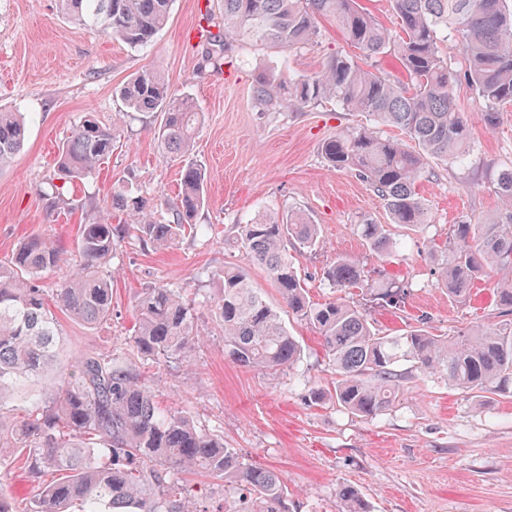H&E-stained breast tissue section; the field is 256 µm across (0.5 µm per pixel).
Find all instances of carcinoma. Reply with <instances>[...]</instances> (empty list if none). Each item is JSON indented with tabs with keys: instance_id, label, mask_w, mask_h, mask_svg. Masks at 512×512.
Here are the masks:
<instances>
[{
	"instance_id": "cac0c4a2",
	"label": "carcinoma",
	"mask_w": 512,
	"mask_h": 512,
	"mask_svg": "<svg viewBox=\"0 0 512 512\" xmlns=\"http://www.w3.org/2000/svg\"><path fill=\"white\" fill-rule=\"evenodd\" d=\"M224 12L208 10L199 24L201 42L216 47L201 55L204 67L224 65L234 43L297 51L313 44L320 21H336L354 55L326 58L318 72L278 82L262 73L253 86L266 112L301 111L333 99L343 111L365 112L382 125L400 129L414 146L382 137L370 128L345 130L325 140L324 160L338 171H354L384 201L392 222L418 227L430 223L425 200L416 192L430 157L463 160L470 147V123L457 107L453 83L465 84L485 103L479 119L496 128L512 106V9L507 0H390L400 20L394 34L359 0H222ZM63 18L97 30L130 48L149 46L167 23L172 0H58ZM453 36L467 62L463 74L448 69L438 33ZM393 54L406 79L394 81L379 67ZM365 60L362 66L358 60ZM129 112L161 115L157 140L171 153L190 151L202 113L188 97L174 94L162 74L146 69L122 89ZM27 126L18 112L0 110V170L24 146ZM116 127L87 115L63 143L57 171L63 184L88 179L112 155ZM201 165L182 171L170 219L154 220L153 199L121 186L112 188V206L133 223L112 226L102 215L83 226L72 274L52 295L58 307L88 326L112 318V281L103 268L115 239L133 236L168 248L197 228L193 220L206 204ZM500 210L483 224L462 217L437 259L438 277L448 296L464 299L471 285L494 276L500 306L512 312V167L496 180ZM236 244L273 281L288 312L318 330L336 371L334 391L312 392L364 417L387 410L398 397L403 366L422 376L440 373L464 390L512 393V323L479 326L459 336H437L424 323L400 334H381L355 305L311 301L284 243L307 247L319 242V227L305 214L286 219L261 214L238 225ZM357 234L377 253L392 247L382 224L364 221ZM62 260L61 249L40 237L19 245L0 264V469L24 457L29 471L53 479L20 508L0 487V512H200L198 490L185 475L204 472L248 492L240 512H289L288 486L281 476L244 463L217 436L198 428L180 411L162 412L150 387L132 365L110 355L86 354L60 375L58 386L19 414L14 393L51 370L57 359L59 329L48 308L42 280ZM337 288L362 285L356 261L338 258L325 272ZM219 295L213 313L224 329V351L252 369H280L300 357L298 341L280 314L258 295L248 272L226 267L215 274ZM195 306L174 288H145L135 301L131 344L146 359L188 364L201 338ZM338 512H365L358 493L338 492Z\"/></svg>"
}]
</instances>
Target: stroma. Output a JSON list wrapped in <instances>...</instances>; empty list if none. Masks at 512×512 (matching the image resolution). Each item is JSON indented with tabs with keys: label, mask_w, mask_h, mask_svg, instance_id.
Listing matches in <instances>:
<instances>
[{
	"label": "stroma",
	"mask_w": 512,
	"mask_h": 512,
	"mask_svg": "<svg viewBox=\"0 0 512 512\" xmlns=\"http://www.w3.org/2000/svg\"><path fill=\"white\" fill-rule=\"evenodd\" d=\"M218 0H173L167 25L151 46L135 51L63 19L57 0H0V107L24 116L28 137L14 163L0 171V261L20 242L38 235L58 243L67 261L45 276L53 288L70 273L81 225L100 213L116 225L126 213L111 206L113 183L161 200L159 218L174 203L186 159L203 165L207 204L196 221L207 234L184 236L159 250L136 238L115 241L107 267L112 276V318L86 326L57 312L58 363L96 353L130 350L135 294L166 286L197 303L203 344L190 365L134 359L152 385L159 407L187 411L196 424L219 435L243 461L281 474L290 512H337L341 487L357 490L367 512H512V397L449 385L440 374L409 376L394 404L374 417L350 413L311 393L330 389L332 361L310 325L286 317L302 346L290 368L250 370L224 355L223 330L212 303L216 273L248 269L268 302L282 300L266 272L235 246L237 225L258 214L295 209L320 227L313 248L288 240L285 247L312 301L339 298L365 310L389 334L425 322L440 336H456L506 320L493 285L479 280L468 298L453 300L438 281L431 256L444 250L460 216L480 222L498 206L495 183L512 165V111L496 129L479 119L484 104L465 83L456 99L471 120V148L464 163L429 160L417 185L431 224L392 223L383 201L350 171L328 167L322 143L342 130L370 125L363 112H345L325 101L299 112H264L252 88L258 74L288 80L317 72L332 54L349 48L332 21L321 23L317 44L293 53L248 46L235 49L220 69L203 68L196 35L200 15ZM145 69L161 72L176 94L192 99L204 115L189 157L163 153L152 112L122 116L120 87ZM117 124L111 156L89 181L68 186L54 201L55 158L85 113ZM386 225L392 251L376 253L357 235L362 221ZM358 262L359 288H336L322 274L336 258ZM403 290L400 306L376 300L383 288Z\"/></svg>",
	"instance_id": "1"
}]
</instances>
